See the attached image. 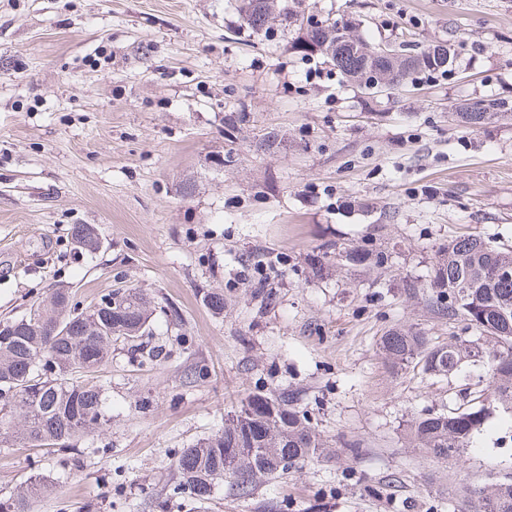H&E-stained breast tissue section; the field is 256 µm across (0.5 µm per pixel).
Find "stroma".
<instances>
[{"instance_id": "obj_1", "label": "stroma", "mask_w": 512, "mask_h": 512, "mask_svg": "<svg viewBox=\"0 0 512 512\" xmlns=\"http://www.w3.org/2000/svg\"><path fill=\"white\" fill-rule=\"evenodd\" d=\"M372 44L448 43L443 76L372 97L322 57L237 30L238 0H0V320L57 288L90 308L119 287L150 302L138 348L95 374L111 421L70 460L0 443V502L30 512H448L460 487L512 472V411L462 459L413 447V417L458 379L387 366L379 341L466 335L408 284L448 239L512 248V119L470 128L464 103L512 102V0H310ZM245 112L228 131L225 120ZM277 135L279 144L259 143ZM232 154L217 167L214 156ZM94 225L98 250L75 248ZM382 253L354 266L351 247ZM224 294L215 314L206 292ZM257 391L293 392L324 446L241 495L174 491L182 449ZM53 494L29 496L35 480Z\"/></svg>"}]
</instances>
